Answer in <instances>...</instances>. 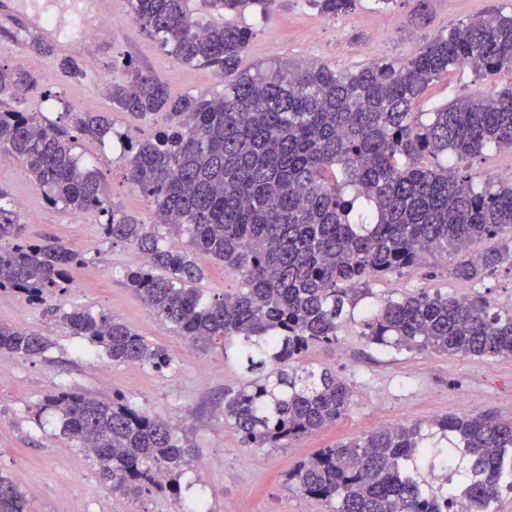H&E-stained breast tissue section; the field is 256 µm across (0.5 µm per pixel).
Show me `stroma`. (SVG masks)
Masks as SVG:
<instances>
[{"label": "stroma", "instance_id": "1", "mask_svg": "<svg viewBox=\"0 0 512 512\" xmlns=\"http://www.w3.org/2000/svg\"><path fill=\"white\" fill-rule=\"evenodd\" d=\"M417 0L382 8L361 0L355 13L328 19L309 0H282L269 20L250 13L255 36L240 62L244 71L280 61H315L355 70L375 62L411 55L425 41L455 25L499 8L512 13V0H429L428 24L414 22ZM39 14L52 18L70 39H84L83 28L100 16L94 0H0V15ZM110 44L83 80L68 81L56 72L53 58L33 54V33L0 28V63L22 65L38 79L22 109L42 113L65 125L75 112H111L115 130L146 138L159 125L126 112L112 111L107 84L125 78L119 59H128L160 77L172 94L213 97L224 78L208 66L176 61L132 22L128 0H112ZM512 85V73L482 77L468 68L449 72L424 93L420 108L462 96L488 93ZM78 154L98 171L112 203L142 217L152 205L123 177L122 161L111 140L83 136ZM0 189L19 203L24 238L59 242L84 254L88 262L75 270L71 287L58 301L65 308L107 311L147 340L162 345L172 359L159 371L148 365L116 363L100 347L74 335L58 316L30 306L23 297L0 294V323L33 328L49 340L41 357L0 360V474L22 489L37 488L31 512H187L204 499L208 512H332L323 501L304 495L289 474L320 449L362 436L382 424L428 425L434 420L474 412L512 419V357L473 359L408 350L369 341L362 333L366 309L420 288L485 300L491 311L512 313V265L504 263L484 278L462 282L448 266L436 262L374 281L371 298L362 300L345 320L333 345L312 348L305 368L328 370L353 391L347 414L335 425L292 441L284 448H249L233 422L224 417V398L253 377L244 362L225 357L221 348L189 345L169 324L154 316L130 288L126 269L140 262L137 250L106 241L104 215L88 212L80 224L70 212L47 205L20 167L0 157ZM67 387L109 399L121 394L136 409L166 419L181 415L180 436L190 454L176 487L143 486L137 497L113 492L99 478L95 460L82 449L60 452L63 441L51 415L39 414L44 399ZM253 456L244 465V456Z\"/></svg>", "mask_w": 512, "mask_h": 512}]
</instances>
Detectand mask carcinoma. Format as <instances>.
Masks as SVG:
<instances>
[{"mask_svg":"<svg viewBox=\"0 0 512 512\" xmlns=\"http://www.w3.org/2000/svg\"><path fill=\"white\" fill-rule=\"evenodd\" d=\"M224 21L201 25L188 0H129L131 18L178 62L217 68L228 81L212 98L174 97L157 76L122 61L129 75L112 83V105L160 117L148 138L129 135L126 178L153 206L146 222L105 196L98 173L80 161V135L104 139L112 118L75 115L72 126L45 123L35 112L0 110V155L20 164L44 200L72 213L107 215L103 237L133 246L144 262L126 273L154 315L193 345H218L247 370L261 372L224 400L252 448H280L336 424L352 397L330 371L300 366L313 347L336 342L338 329L372 281L424 264L430 256L484 238L512 241V183L475 186L449 159L512 148V86L419 110L429 85L466 62L486 76L512 71V14L497 9L439 34L414 54L358 70L325 63L274 61L239 71L253 37L248 12L270 18L279 0H207ZM334 19L360 0H309ZM61 77L86 78L80 60L44 40ZM37 79L22 65H0V98L19 102ZM187 236L183 250L167 236ZM224 264L241 286L207 298V269L197 256ZM512 250L457 259L451 274L478 280ZM87 258L64 245L20 237L18 212L0 190V291L18 292L101 346L114 362L161 371L171 358L107 312L64 311L49 301L69 288ZM383 345L445 355L512 357V314L489 312L421 288L388 299L362 322ZM48 339L0 323V358H37ZM272 362L271 370H266ZM40 411L93 454L103 482L126 495L170 477L188 449L177 428L132 407L73 390L49 395ZM378 429L323 448L291 473L305 495L336 502L335 512H497L512 491V420L467 414L432 423ZM444 470L439 482L429 473ZM28 495L0 475V512H27Z\"/></svg>","mask_w":512,"mask_h":512,"instance_id":"cac0c4a2","label":"carcinoma"}]
</instances>
